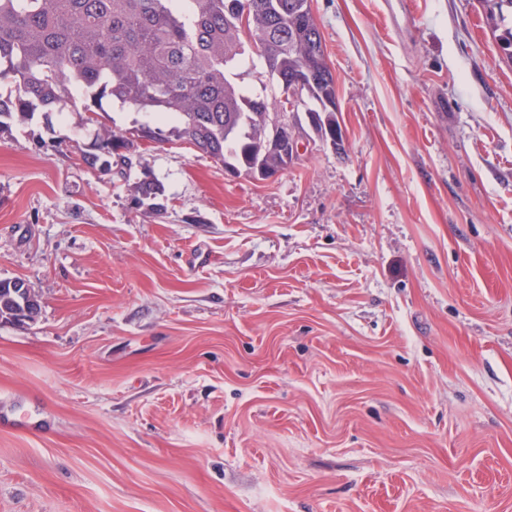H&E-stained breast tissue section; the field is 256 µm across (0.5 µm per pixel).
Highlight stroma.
Instances as JSON below:
<instances>
[{
    "label": "stroma",
    "instance_id": "stroma-1",
    "mask_svg": "<svg viewBox=\"0 0 512 512\" xmlns=\"http://www.w3.org/2000/svg\"><path fill=\"white\" fill-rule=\"evenodd\" d=\"M311 6L343 152L0 133V512H512V64L477 0ZM142 178L139 179V197L138 203L144 205L145 202H152L161 196H164V189L161 183L155 178L152 173L141 172ZM149 206L163 208L164 205L160 203H149ZM22 288H11L8 280L0 279V320L18 322V313L22 311L24 297L19 293Z\"/></svg>",
    "mask_w": 512,
    "mask_h": 512
}]
</instances>
